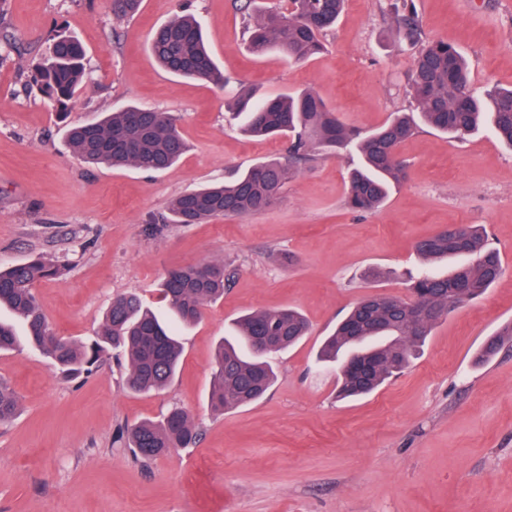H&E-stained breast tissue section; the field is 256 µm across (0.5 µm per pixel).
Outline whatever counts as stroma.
<instances>
[{"instance_id": "obj_1", "label": "stroma", "mask_w": 512, "mask_h": 512, "mask_svg": "<svg viewBox=\"0 0 512 512\" xmlns=\"http://www.w3.org/2000/svg\"><path fill=\"white\" fill-rule=\"evenodd\" d=\"M396 0H347L327 49L308 62L252 54L233 0H143L116 19L112 0H0V265L34 255L65 265L36 287L50 326L83 340L113 297L135 292L163 310L171 269L223 261L233 278L195 325L165 390H126L127 362L61 374L36 348L0 353V380L18 412L0 424V512H512V339L487 361L486 337L512 323V148L487 130L454 140L423 128L401 144L408 177L372 213L345 206L355 158L307 164L271 208L155 232L180 193L287 155L284 138L243 134L229 107L241 89L268 96L313 89L342 120L369 132L412 107L416 46L382 14ZM427 39L458 47L471 87L512 86V0H415ZM189 12L229 82L164 73L154 31ZM80 42L89 81L66 113L32 77L54 38ZM137 104L171 113L188 150L171 168L92 167L67 147V124ZM481 224L504 272L483 297L439 320L410 365L375 393L340 399L324 336L365 295L408 298L415 245L439 230ZM297 308L307 336L275 360L259 401L207 407L215 348L234 320ZM183 408L196 445L136 459L122 431Z\"/></svg>"}]
</instances>
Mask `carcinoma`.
Instances as JSON below:
<instances>
[{
	"label": "carcinoma",
	"instance_id": "1",
	"mask_svg": "<svg viewBox=\"0 0 512 512\" xmlns=\"http://www.w3.org/2000/svg\"><path fill=\"white\" fill-rule=\"evenodd\" d=\"M289 8L260 9L256 0H235V8L247 20L249 49L256 55L277 50L294 62H304L325 49L323 35L334 28L346 0H289ZM142 0H113L119 19L135 15ZM398 36L420 44L409 82L415 109L398 112L378 129L363 133L345 124L312 90L275 98L243 91L236 102L246 133L257 137L290 138L288 159H269L237 171L230 179L185 191L168 206L165 224H199L217 217H241L271 207L300 166L312 162L315 153L353 152L359 164L348 178L345 202L355 211L372 212L384 205L392 185L407 174L397 147L424 124L452 138L462 139L481 124L490 122L493 133L512 146V87H496L487 100L470 87L469 64L461 51L440 40L422 36L413 9L390 17ZM150 51L167 73L224 85V75L209 53L199 20L178 15L153 35ZM84 52L78 41L60 37L39 68L37 81L44 96L64 109L86 79ZM69 149L89 164L133 166L144 172H161L185 153L186 142L174 118L151 107L126 106L93 122L70 127ZM416 252L425 264L410 278L415 291L412 304L397 306L395 298L373 294L361 299L322 343L320 358L348 356L373 362L364 378L341 368L339 394H369L408 363L434 325L468 301L483 296L503 272L499 252L489 243L486 230L475 224L446 228L419 242ZM467 256L470 262L446 275L429 268L438 260ZM65 266L42 257L0 268V305L9 307L26 325L28 340L44 346L48 358L62 371L76 374L114 351L128 361L126 387L147 393L166 387L174 378L182 347L173 329L163 324L135 293L113 298L101 330L86 342L55 332L35 294L43 279L57 278ZM229 282L224 263L203 262L168 271L161 299L180 323L200 320L204 306L224 296ZM308 332L305 317L295 309L254 311L239 318L235 336L219 345L217 369L208 400L216 413L248 405L272 386L275 371L270 356L297 344ZM10 324L0 322V352L16 346ZM17 399L0 382V422L12 419ZM199 436L189 415L173 408L159 421H142L128 431L129 447L142 460L171 448H188Z\"/></svg>",
	"mask_w": 512,
	"mask_h": 512
}]
</instances>
